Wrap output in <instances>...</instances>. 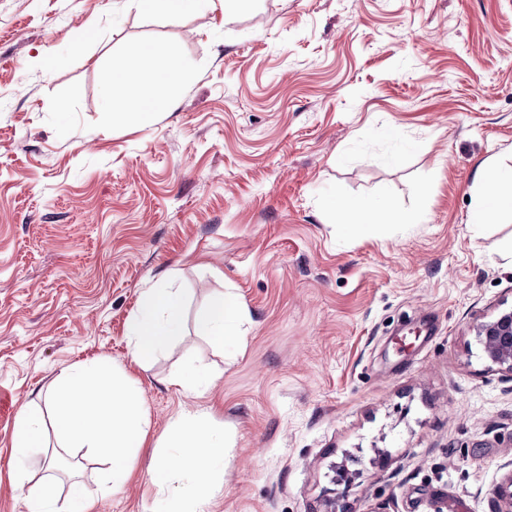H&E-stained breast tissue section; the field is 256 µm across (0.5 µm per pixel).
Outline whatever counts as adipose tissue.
Returning a JSON list of instances; mask_svg holds the SVG:
<instances>
[{
	"mask_svg": "<svg viewBox=\"0 0 512 512\" xmlns=\"http://www.w3.org/2000/svg\"><path fill=\"white\" fill-rule=\"evenodd\" d=\"M152 50L132 47L126 67L113 74L105 91L112 108L139 125L151 124L167 111L178 87L189 82L192 71L177 54L163 65H154ZM482 193L470 212L473 224L491 222L499 213L512 212V169L490 163L478 168ZM335 219L343 232L357 237L377 224H410L405 213L380 210L360 202L335 204ZM170 275L156 287L143 289L127 326L129 355L139 366H148L161 351L179 339L184 329V296ZM246 317L242 301L224 291L210 297L197 318L198 331L219 348L242 344ZM149 472L155 490L151 512H206L211 500L224 492L223 481L214 477L224 467V434L213 428L206 416L181 414L170 424ZM27 512H90L92 503L83 486L72 482L65 501H58L53 479H46L39 492L26 498Z\"/></svg>",
	"mask_w": 512,
	"mask_h": 512,
	"instance_id": "obj_1",
	"label": "adipose tissue"
}]
</instances>
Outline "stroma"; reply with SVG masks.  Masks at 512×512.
Listing matches in <instances>:
<instances>
[{
    "mask_svg": "<svg viewBox=\"0 0 512 512\" xmlns=\"http://www.w3.org/2000/svg\"><path fill=\"white\" fill-rule=\"evenodd\" d=\"M134 43L196 69L147 126L103 96ZM487 159L512 168V0H0V512L45 476L10 478L17 415L96 360L137 381L151 445L180 413L223 428L207 512H493L512 377L474 326L512 307V216L469 222ZM332 196L419 221L351 238ZM170 270L184 334L144 369L127 323ZM224 290L247 312L230 352L196 329ZM191 367L217 376L203 396L171 382ZM151 445L119 492L79 452L55 481L149 512ZM201 0H139L140 5L153 14L178 18L194 11Z\"/></svg>",
    "mask_w": 512,
    "mask_h": 512,
    "instance_id": "stroma-1",
    "label": "stroma"
}]
</instances>
